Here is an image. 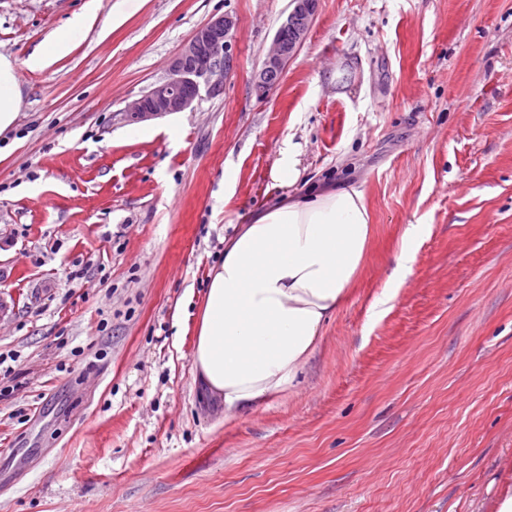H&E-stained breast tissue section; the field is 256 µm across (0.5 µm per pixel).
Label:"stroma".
Listing matches in <instances>:
<instances>
[{
  "instance_id": "35a3bbf8",
  "label": "stroma",
  "mask_w": 512,
  "mask_h": 512,
  "mask_svg": "<svg viewBox=\"0 0 512 512\" xmlns=\"http://www.w3.org/2000/svg\"><path fill=\"white\" fill-rule=\"evenodd\" d=\"M0 0L23 95L0 141V512H498L512 488V0H320L267 98L290 0ZM92 27L27 68L74 15ZM223 94L139 123L210 17ZM299 151L293 185L272 172ZM372 236L295 388L242 415L195 380L236 225L314 183ZM420 225L411 271L393 257ZM82 268L83 279L70 271ZM90 23V17L86 14L68 26L54 30L45 43L30 55L28 67L31 70H43L68 55L84 36Z\"/></svg>"
}]
</instances>
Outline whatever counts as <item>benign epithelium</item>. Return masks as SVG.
I'll return each mask as SVG.
<instances>
[{
    "instance_id": "benign-epithelium-1",
    "label": "benign epithelium",
    "mask_w": 512,
    "mask_h": 512,
    "mask_svg": "<svg viewBox=\"0 0 512 512\" xmlns=\"http://www.w3.org/2000/svg\"><path fill=\"white\" fill-rule=\"evenodd\" d=\"M320 0H292L293 9L265 54L254 87L261 97L271 91L267 75L284 73L288 62L304 42L316 16ZM236 19L229 14L212 16L195 30L168 65L167 77L140 97L129 102L124 115L129 122L183 112L192 107L201 93L218 96L224 92V79L235 63L233 31ZM291 31L286 39L282 31Z\"/></svg>"
}]
</instances>
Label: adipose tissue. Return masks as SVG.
I'll return each instance as SVG.
<instances>
[{"label":"adipose tissue","instance_id":"1","mask_svg":"<svg viewBox=\"0 0 512 512\" xmlns=\"http://www.w3.org/2000/svg\"><path fill=\"white\" fill-rule=\"evenodd\" d=\"M91 20L54 30L27 65L68 55ZM22 106L14 60L0 53V135ZM371 236L360 190L324 185L278 200L224 241L208 277L193 352L197 379L225 411L249 412L293 387L319 333L359 274Z\"/></svg>","mask_w":512,"mask_h":512}]
</instances>
